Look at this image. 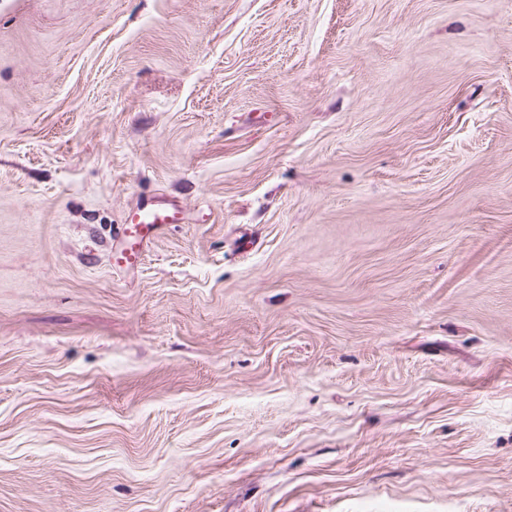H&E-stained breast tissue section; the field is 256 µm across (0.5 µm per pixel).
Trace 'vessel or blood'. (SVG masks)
<instances>
[{
  "label": "vessel or blood",
  "instance_id": "b4317fda",
  "mask_svg": "<svg viewBox=\"0 0 512 512\" xmlns=\"http://www.w3.org/2000/svg\"><path fill=\"white\" fill-rule=\"evenodd\" d=\"M183 221L179 207L163 206L147 200L136 205L122 223L112 228L113 269L132 271L145 261L158 235L169 225Z\"/></svg>",
  "mask_w": 512,
  "mask_h": 512
}]
</instances>
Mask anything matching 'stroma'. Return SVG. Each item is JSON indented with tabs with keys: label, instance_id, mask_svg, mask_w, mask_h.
Segmentation results:
<instances>
[{
	"label": "stroma",
	"instance_id": "stroma-1",
	"mask_svg": "<svg viewBox=\"0 0 512 512\" xmlns=\"http://www.w3.org/2000/svg\"><path fill=\"white\" fill-rule=\"evenodd\" d=\"M0 512H512V0H0ZM144 200L112 227V268L132 271L145 261L158 235L171 224L183 223L182 210Z\"/></svg>",
	"mask_w": 512,
	"mask_h": 512
}]
</instances>
